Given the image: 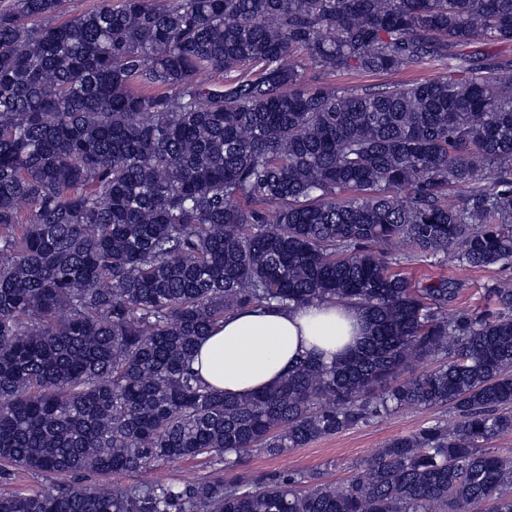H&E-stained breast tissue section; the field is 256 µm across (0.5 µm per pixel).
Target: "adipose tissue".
I'll return each instance as SVG.
<instances>
[{
	"instance_id": "adipose-tissue-1",
	"label": "adipose tissue",
	"mask_w": 512,
	"mask_h": 512,
	"mask_svg": "<svg viewBox=\"0 0 512 512\" xmlns=\"http://www.w3.org/2000/svg\"><path fill=\"white\" fill-rule=\"evenodd\" d=\"M366 326L364 311L346 302L245 308L200 341L193 367L215 390L258 392L275 385L297 361L333 364L363 341Z\"/></svg>"
}]
</instances>
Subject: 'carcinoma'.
I'll return each mask as SVG.
<instances>
[{
    "instance_id": "1",
    "label": "carcinoma",
    "mask_w": 512,
    "mask_h": 512,
    "mask_svg": "<svg viewBox=\"0 0 512 512\" xmlns=\"http://www.w3.org/2000/svg\"><path fill=\"white\" fill-rule=\"evenodd\" d=\"M61 2L0 10V467L56 480L0 512H512V457L485 450L512 433V283L450 313L453 282L392 271L400 246L512 265V60L456 52L512 41V0H101L58 22ZM429 59L464 76L306 77ZM333 300L368 335L330 366L253 396L192 370L227 314ZM442 406L453 424L339 487L154 476ZM307 74L313 81L332 80V82H335L336 85L340 87L377 88L384 83H388L394 80H411L423 82L448 77L450 73L448 69V63L446 64L444 62L431 60L412 68L405 74L396 76L374 75L363 72H349L327 77L311 67H309Z\"/></svg>"
}]
</instances>
